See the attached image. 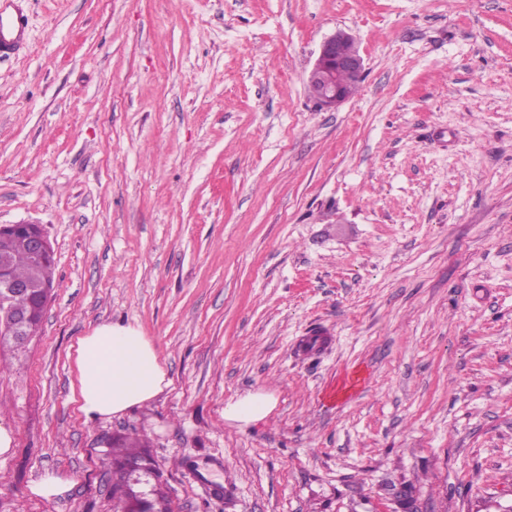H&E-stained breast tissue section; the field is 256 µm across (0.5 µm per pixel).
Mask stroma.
Here are the masks:
<instances>
[{"label": "stroma", "instance_id": "obj_1", "mask_svg": "<svg viewBox=\"0 0 512 512\" xmlns=\"http://www.w3.org/2000/svg\"><path fill=\"white\" fill-rule=\"evenodd\" d=\"M0 61V224L54 292L0 346V512H113L144 433L174 512H512V0H26ZM350 34L359 91L305 78ZM138 327L169 386L88 421L74 347ZM313 336L324 344L306 356ZM364 368L336 406L325 389ZM262 392L264 420L226 421ZM69 485L46 499L30 486ZM347 34V33H346ZM342 32H335L327 37L320 48L306 78L308 94L314 90L315 104L321 110H334L358 92L360 84L349 82L360 81L365 75V62L359 50L355 49L353 38ZM346 90V94L345 93ZM350 95V96H349ZM20 229L28 235L31 253L36 259L51 258L39 269L42 278L54 282V259L50 241L42 225L30 223L0 224V234L5 231ZM275 400L264 393L248 394L224 408L228 421L249 425L265 419L274 409ZM67 491V482L54 476H45L34 482L31 486V492L33 494L46 499L61 496Z\"/></svg>", "mask_w": 512, "mask_h": 512}]
</instances>
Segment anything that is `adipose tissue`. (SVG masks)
<instances>
[{"instance_id": "obj_1", "label": "adipose tissue", "mask_w": 512, "mask_h": 512, "mask_svg": "<svg viewBox=\"0 0 512 512\" xmlns=\"http://www.w3.org/2000/svg\"><path fill=\"white\" fill-rule=\"evenodd\" d=\"M72 400L86 419L124 414L168 387L152 342L129 324L106 323L77 341Z\"/></svg>"}]
</instances>
